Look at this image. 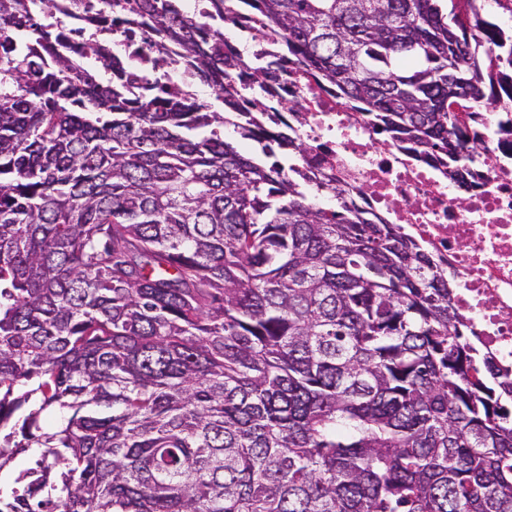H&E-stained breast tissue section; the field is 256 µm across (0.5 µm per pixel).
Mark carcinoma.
I'll return each instance as SVG.
<instances>
[{
  "instance_id": "obj_1",
  "label": "carcinoma",
  "mask_w": 512,
  "mask_h": 512,
  "mask_svg": "<svg viewBox=\"0 0 512 512\" xmlns=\"http://www.w3.org/2000/svg\"><path fill=\"white\" fill-rule=\"evenodd\" d=\"M214 2L466 183L458 109L512 67L479 0ZM55 5L0 0V472L41 449L0 512H512V386L432 258L341 188L313 205L286 131L255 122L245 153L222 112L132 99L115 57L76 69L36 24ZM136 7L238 106L224 34Z\"/></svg>"
}]
</instances>
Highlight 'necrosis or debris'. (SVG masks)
<instances>
[{
    "instance_id": "4bbe7bcc",
    "label": "necrosis or debris",
    "mask_w": 512,
    "mask_h": 512,
    "mask_svg": "<svg viewBox=\"0 0 512 512\" xmlns=\"http://www.w3.org/2000/svg\"><path fill=\"white\" fill-rule=\"evenodd\" d=\"M100 13L106 23L87 28L91 38L124 61L131 90L140 96L147 81L162 78L168 96L179 98L194 87L189 62L174 47L145 43L143 20L122 25L126 0H83L74 7L63 0L57 12L40 16L44 28L61 32L59 51H72L73 32L84 18ZM254 17L233 26L243 60L262 57L280 62L277 35L255 37ZM502 112L481 113L474 126L484 148L474 165L469 186L452 181L441 163L416 160L402 145L385 141L370 120L354 112L336 93L302 79L287 66L278 82L261 96L267 113L278 112L283 96L296 97L301 109L291 126L307 143L309 153L290 170L324 207L334 205L324 178L352 190L356 203L398 225L447 271L453 304L470 328L471 340L496 365L504 382H512V81L497 86Z\"/></svg>"
}]
</instances>
